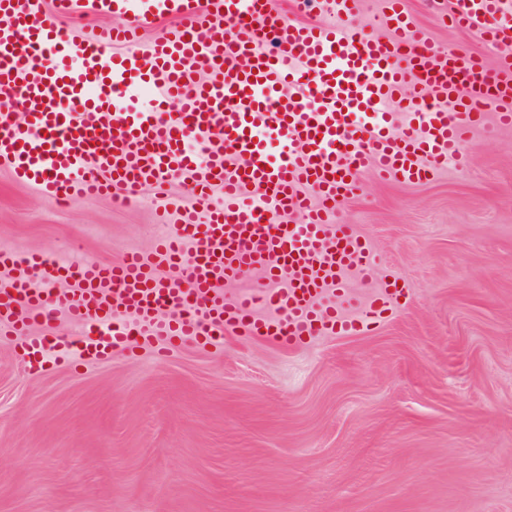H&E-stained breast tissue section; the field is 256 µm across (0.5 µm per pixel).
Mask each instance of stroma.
Listing matches in <instances>:
<instances>
[{
  "mask_svg": "<svg viewBox=\"0 0 512 512\" xmlns=\"http://www.w3.org/2000/svg\"><path fill=\"white\" fill-rule=\"evenodd\" d=\"M445 48L475 33L405 0ZM56 203L0 165V248L117 261L165 225L153 193ZM337 220L402 302L358 336L293 350L227 336L29 369L0 343V512H512V128L420 185L363 176Z\"/></svg>",
  "mask_w": 512,
  "mask_h": 512,
  "instance_id": "1",
  "label": "stroma"
}]
</instances>
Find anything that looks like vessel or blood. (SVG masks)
<instances>
[{
  "label": "vessel or blood",
  "instance_id": "b4317fda",
  "mask_svg": "<svg viewBox=\"0 0 512 512\" xmlns=\"http://www.w3.org/2000/svg\"><path fill=\"white\" fill-rule=\"evenodd\" d=\"M325 4L335 24L285 18L269 0H58L51 16L43 0H0V165L54 201H131L173 179L198 198L224 191L203 213L164 209L170 236L117 263L1 253V336L30 358L74 348L86 363L132 340L206 347L231 334L291 350L359 334L404 294L387 283L354 316L326 303L375 276L368 238L333 215L366 170L422 183L464 161L487 121L512 127V0L438 14L478 34L492 65L428 41L401 0H383L385 38L353 22L355 0ZM112 13L122 24L89 39L57 24ZM166 16L179 26L141 45V25ZM274 211L302 220L275 224ZM247 270L261 282L225 293Z\"/></svg>",
  "mask_w": 512,
  "mask_h": 512
}]
</instances>
